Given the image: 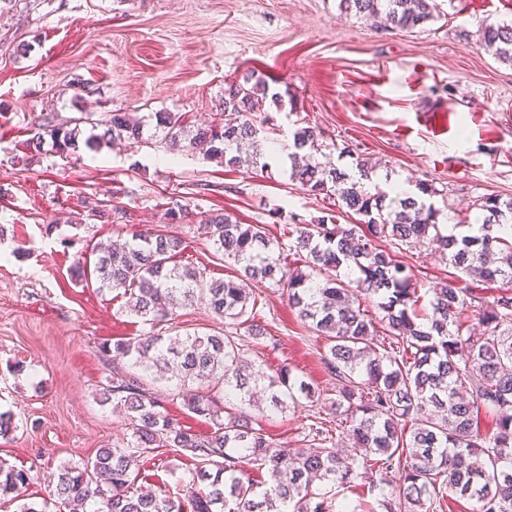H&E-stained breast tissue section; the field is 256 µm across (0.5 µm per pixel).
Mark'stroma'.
<instances>
[{"mask_svg": "<svg viewBox=\"0 0 512 512\" xmlns=\"http://www.w3.org/2000/svg\"><path fill=\"white\" fill-rule=\"evenodd\" d=\"M441 19L412 32L378 28L339 11L337 0H0V459L31 481L0 512L33 503L57 512L49 475L62 462L93 458L125 430L102 402L103 343L148 332L122 310L123 298L75 284L76 254L97 242L151 228L184 242L176 261L208 277L235 276L200 231L228 214L266 225L288 246L292 215L306 223L332 209L292 182L284 153L293 132L313 126L335 145L377 162V182H428L450 222L475 223L477 196L512 197V65L487 50L480 30L512 21V0H437ZM259 77L280 93L257 163L230 170L198 152L140 143L60 156L29 155L31 124L73 123L120 110L135 117L182 113L210 122L230 83ZM185 209L169 223L165 204ZM109 219H101L100 211ZM400 258L419 270L420 312L448 277L432 244ZM256 323L244 336L267 374L281 366L335 397L319 353L324 337L298 319L281 290L256 285ZM308 401L262 420L274 445L299 447L313 412ZM190 458L146 456L140 484L177 495L194 472Z\"/></svg>", "mask_w": 512, "mask_h": 512, "instance_id": "obj_1", "label": "stroma"}]
</instances>
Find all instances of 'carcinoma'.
Wrapping results in <instances>:
<instances>
[{"instance_id": "1", "label": "carcinoma", "mask_w": 512, "mask_h": 512, "mask_svg": "<svg viewBox=\"0 0 512 512\" xmlns=\"http://www.w3.org/2000/svg\"><path fill=\"white\" fill-rule=\"evenodd\" d=\"M338 7L406 32L441 17L436 0H339ZM482 38L499 61L512 64V22L482 27ZM282 102L263 79L233 82L224 91V111L206 125L190 129L176 112L149 119L153 137L169 149L198 150L236 169L246 162V147L259 142L267 107ZM147 120L126 112L88 117L85 146L141 143ZM78 132L47 119L27 146L38 152L48 136L67 155L79 148ZM324 147L320 130L296 129L290 179L313 196L336 197L358 220L338 224L329 214L316 224L291 225L292 262L264 225L240 224L227 214L211 217L203 229L215 252L240 267L234 280H209L198 268L172 264L183 240L164 233H136L120 247L100 242L94 259L76 257L79 280L92 277L99 292L125 299L126 312L151 330L100 349L108 371L102 401L123 412L126 433L95 457L57 470L53 496L64 512H375L338 501L334 489L356 481L369 494L389 490L392 500L382 501L387 512H441L458 499L476 501L477 512H512V198L477 197V231L444 235L443 212L430 202L437 194L432 185L391 198L373 184L368 159L356 156L351 175L318 160ZM430 235L456 273L432 288V315L423 322L416 274L384 241L412 247ZM469 279L509 288L489 303ZM244 281L286 291L291 309L326 340L320 356L336 380V418L313 416L300 448L271 450L246 407L256 404L261 388L270 391L271 412L302 398L315 403L317 387L286 366L264 374L232 331L167 336L159 328L176 310L203 300L216 316L247 325L248 335H263L247 319L255 312ZM353 287L378 297L379 320L354 301ZM472 317L483 327L475 340L467 334ZM161 380L197 384L182 394L183 404L210 420L213 431L196 434L170 417L155 387ZM483 413L493 416L489 433L480 430ZM343 434L350 445L340 447ZM159 448L198 464L178 496L136 486L141 458ZM246 465L261 480L246 477ZM29 481L26 471L0 462V497Z\"/></svg>"}]
</instances>
